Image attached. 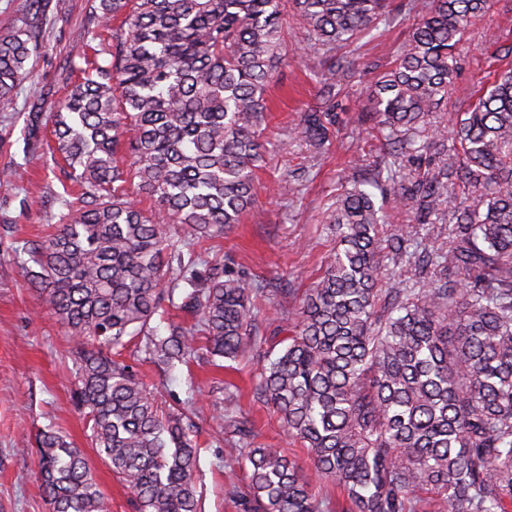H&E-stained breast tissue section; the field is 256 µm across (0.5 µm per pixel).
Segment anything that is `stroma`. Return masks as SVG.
I'll use <instances>...</instances> for the list:
<instances>
[{"mask_svg": "<svg viewBox=\"0 0 512 512\" xmlns=\"http://www.w3.org/2000/svg\"><path fill=\"white\" fill-rule=\"evenodd\" d=\"M45 38L48 54L40 56L31 80L23 82L7 111H0V170L22 165L23 182L0 187V512H50L37 480V437L54 428L83 448L112 512H133L129 495L113 477L107 461L90 448L86 421L71 393L72 356L64 328L41 307L37 294L24 286L16 265L24 241L48 231L63 210L61 194L66 177L48 153L28 149L21 131L27 104L46 85L61 86L68 65H82L76 31L93 28L90 0H53ZM411 21L396 16L380 36L363 38L351 47L363 72L343 86L337 97L336 132L327 153L312 156L305 144L290 140L288 128L312 105L319 88V54L310 50L305 32L293 17H285L288 64L279 84L269 92L274 107L262 126L268 154L259 172L262 212L245 216L217 242L215 254L269 282L304 292L321 274L336 240L327 230L326 211L336 201L353 152L370 155L376 132L361 122L367 95L378 74L391 69L409 35ZM512 29V0H492L490 11L468 24L460 53L457 91L448 104L430 113V124H451L462 111L463 88L477 89L500 67L501 31ZM288 178L296 193H278L279 178ZM259 364L248 358L217 370L206 358L192 359L169 375L170 393L194 398L199 410L197 436L201 446L198 489L200 512H242L229 490L245 491L241 467L221 463L222 444L211 440V416L217 397L216 379L240 389L242 413L253 425L254 444L282 448L308 464L302 445L288 437L273 409L254 397Z\"/></svg>", "mask_w": 512, "mask_h": 512, "instance_id": "1", "label": "stroma"}]
</instances>
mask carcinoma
I'll return each instance as SVG.
<instances>
[{"instance_id": "cac0c4a2", "label": "carcinoma", "mask_w": 512, "mask_h": 512, "mask_svg": "<svg viewBox=\"0 0 512 512\" xmlns=\"http://www.w3.org/2000/svg\"><path fill=\"white\" fill-rule=\"evenodd\" d=\"M390 0H93L111 29L104 62L86 63L63 98L29 103L25 129L52 124V155L79 186L19 265L73 343L74 396L90 444L132 493L136 512H198L194 426L167 405V373L202 351L235 361L267 343L258 296L297 320L264 351L256 397L339 489L341 512H512V68L464 92L453 134L426 126L455 86L465 27L489 0H408L409 42L373 85L361 121L376 159L354 162L329 214L336 251L302 295L202 256L257 207L267 88L286 63L283 16L329 55L316 101L290 131L320 155L333 140L336 88L358 73L345 48L390 16ZM51 0H26L0 33V110L29 79ZM440 163L389 184L405 156ZM426 221L448 251L409 252L410 231L378 238L375 192ZM154 201L148 216L133 195ZM183 227L174 239L169 225ZM413 274L382 287L384 258ZM147 362L162 375L149 381ZM216 433H251L230 387ZM247 512H322L310 478L278 448L242 445ZM51 512H112L82 449L38 437Z\"/></svg>"}]
</instances>
